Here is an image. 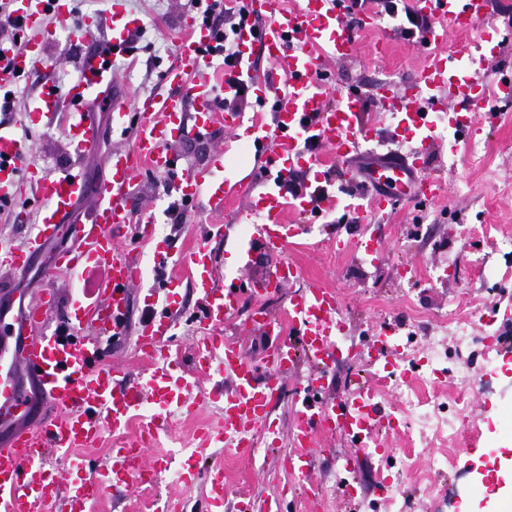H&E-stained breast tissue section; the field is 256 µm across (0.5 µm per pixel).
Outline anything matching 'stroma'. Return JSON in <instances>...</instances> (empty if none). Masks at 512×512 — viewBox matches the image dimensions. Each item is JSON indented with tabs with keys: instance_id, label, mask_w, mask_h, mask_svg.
Listing matches in <instances>:
<instances>
[{
	"instance_id": "stroma-1",
	"label": "stroma",
	"mask_w": 512,
	"mask_h": 512,
	"mask_svg": "<svg viewBox=\"0 0 512 512\" xmlns=\"http://www.w3.org/2000/svg\"><path fill=\"white\" fill-rule=\"evenodd\" d=\"M124 6L147 29L137 51L117 57L112 69L117 96L131 104L161 89L164 71L175 55L178 21L189 14L190 4L188 0H125ZM511 16L512 0H494L487 28L500 41L501 50L497 68L481 77L483 89H492L496 78L512 74V36L506 32ZM400 24L397 18L378 17L374 27L358 31L352 59L326 60L325 68L339 88L369 92L380 81L401 87L415 79L426 49L417 39L405 38ZM52 28L53 39L46 48L47 68L24 77L17 91L32 146L31 164L50 175L73 162L81 164L90 191L73 213L74 220L80 221L86 218L94 202L93 190L105 175L106 154L131 148L135 130L129 125L112 126L111 112L100 111L99 100L89 99L86 110L104 138L79 157L66 136L69 116L37 114L45 86L76 81L72 59L86 49L73 25L56 22ZM494 110L497 119L471 142L455 138L448 118L439 120L444 138L445 193L430 206V217L425 221L417 207H398L389 223L381 227L384 245L378 262H361L350 252L337 254L325 235L305 234L285 253L286 258L300 264L301 282L278 288L265 299L269 311L284 318L301 284L319 281L335 288L342 299L349 326L345 344L360 347L383 328L395 330L404 362L383 391L393 418L388 433L392 457H361L360 512H395L390 497L394 491L403 500L405 512H475L482 502L487 503L489 512H497L503 485L498 471L502 460H512V104H498ZM248 144V138H235L233 132L218 125L202 138L176 143L175 149L190 167L208 166L217 159L230 169L236 167ZM163 180V175L144 171L132 202L135 210L155 216L156 221L151 239L137 237L131 230L126 233L127 242L143 257L142 280L133 290L130 326L138 328L145 296L161 286L154 254L156 247H166L172 257L167 275L184 281L179 290L184 314L177 333L180 354L186 359L189 345L201 329L196 298L187 282L189 271L180 264V256L206 243L215 252L222 272L246 278L262 275L267 261L258 259L244 269L232 245L206 241V226L219 221L207 211L188 212L180 230L171 231L167 208L172 198L164 192ZM48 284L39 258L26 272L10 278L7 294L0 299V325L20 327L26 304ZM448 316L468 328L472 341L461 345L455 337H448L443 342L447 360L433 366L427 361L424 344L434 339ZM486 336L497 337V344L486 347L482 342ZM463 370L478 381L467 395L469 412L478 418V425L459 427L456 439L446 448L429 439L416 442L415 425L394 393V385L410 389L422 402L442 405L449 400L456 373ZM369 375L365 356L341 358L333 366L325 392L343 399L356 381ZM304 384V370L289 374L281 398L272 406L269 422L280 433V448L264 446L249 458L216 448H197V428L216 424L219 418L215 405H200L190 415L175 411L169 434L158 438L149 449L150 456L168 465L162 482L153 488L110 490L91 504V512H162L168 501L183 505L184 512H197L202 486H187L177 480L178 470L187 462L199 469L223 463L229 489L247 491L258 504L281 493L285 496L283 512H341L338 487L345 475L343 460L351 453L345 440L324 438L315 450L317 462L311 479L325 492L318 503L297 495L296 480L282 462L284 453L292 449L290 430L298 408L297 394ZM114 444L108 434L95 447L70 450L60 462V475L71 479L94 475L98 465L108 461ZM383 480L389 482L390 493L379 491Z\"/></svg>"
}]
</instances>
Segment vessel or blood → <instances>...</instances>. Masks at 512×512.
Listing matches in <instances>:
<instances>
[{
	"label": "vessel or blood",
	"instance_id": "b4317fda",
	"mask_svg": "<svg viewBox=\"0 0 512 512\" xmlns=\"http://www.w3.org/2000/svg\"><path fill=\"white\" fill-rule=\"evenodd\" d=\"M11 3L13 18L31 36L0 41V87L46 65V45L53 36L45 23L47 15L62 24L72 17L70 0ZM245 4L259 26L238 32L236 80L254 82V68L263 61L277 65L282 73L283 87L275 92L271 123L252 124L253 159L263 163L265 183H257L251 172L221 180L214 179L208 167L184 172L182 156L171 147L175 139L207 135L219 123L236 130L244 118L240 112L216 111L217 94L233 93L235 86L227 82L215 88L208 75L212 58L204 52L213 42L212 30L194 16L183 24L177 54L164 72V89L136 108L132 147L108 157V175L86 221L72 219L85 194L79 171L42 174L27 163L30 145L0 132V206L26 194L32 185L42 213L24 244L0 240V271L23 274L33 256L66 230L75 244L52 255L46 278L62 275L75 280L91 270L103 273L95 288L72 304L62 327L50 325L48 314L60 296L46 288L23 313L22 341L12 345L7 336H0V423L16 425L9 439L0 442V512H54L60 500L65 512H86L89 501L113 486L152 484L159 470L150 464L147 452L168 428L169 408L181 405L183 392L190 389L196 390L198 402H207L210 395L199 383L216 375L224 377L230 389L224 394L218 425L199 431V447L221 445L247 456L263 434L271 445H278L279 438L269 427L271 407L284 378L302 361L311 372L291 431L293 451L284 458L298 476L302 494L319 496L309 480L319 437H341L354 450L344 465L347 476L339 484L348 512H356L359 504L357 454L369 448L386 457L391 454L379 438L388 423L379 382L356 383L351 396L339 402L323 392L330 369L344 350L340 338L347 323L338 292L321 284L307 285L293 298L284 322L269 314L263 300L272 289L299 275L282 253L290 239L305 233L323 214L331 184L322 169L323 156H331L352 173L348 194L353 202L348 210L362 226L358 247L368 261H376L382 248L376 224L404 203L432 204L441 198L445 182L432 168L444 143L437 132L441 106L450 102L462 106L453 125L464 139L492 119L491 113L468 110L479 99L476 89L488 55H473L467 41L446 51L448 33L481 36L492 0H409L411 9L430 21L419 35L429 53L415 83L404 89L384 83L369 93L351 88L333 100L324 84L322 64L329 58L349 59L355 52L356 39L345 22L353 0H300L293 9L279 7L277 0H245ZM137 24L114 0L108 45L84 57L67 93L51 86L43 92L41 111L80 113V120L69 128L76 152L94 148L101 139L98 127L82 115L84 104L91 93H106L112 82V59L127 53L128 32ZM372 107L384 112L389 124L372 120L368 115ZM146 168L173 176V187L186 205L223 214V223L208 226V242L224 240L225 225L242 221L244 213L232 209L231 203L247 199L248 213L259 221L248 237L235 242L240 263L247 268L259 255L276 258L263 278L254 281L220 274L208 242L184 256L200 304L199 322L206 331L186 364L173 363L169 354L177 328L178 279L164 280L166 304L161 310L152 312L138 330H131L129 324L132 289L141 278L140 259L121 242L120 233L132 223L138 224L141 236L151 233V217H136L131 205ZM299 171L305 172V179L293 191H285L284 182ZM245 322L257 327L264 338L255 360L245 356L231 337ZM130 335L149 360L147 369L135 378L125 366L111 362L106 349L112 339ZM392 347L389 335L370 337L369 362L395 364ZM22 373L38 383L37 397L17 388L15 377ZM35 399L46 407L41 424L17 426L21 412ZM149 401L158 406V413L142 424L135 437H126L130 423ZM108 431L119 438L111 460L93 477L62 489L54 470L55 455L92 447ZM181 480L190 486L205 483L200 512H224L228 489L222 464L187 468Z\"/></svg>",
	"mask_w": 512,
	"mask_h": 512
}]
</instances>
